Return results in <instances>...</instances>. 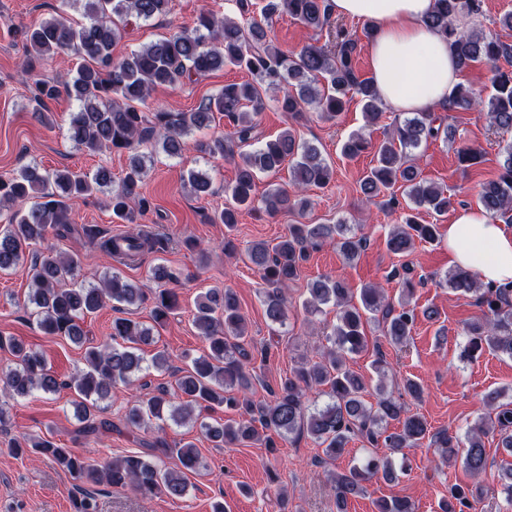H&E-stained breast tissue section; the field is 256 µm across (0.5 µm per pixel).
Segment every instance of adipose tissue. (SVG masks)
<instances>
[{
  "instance_id": "obj_1",
  "label": "adipose tissue",
  "mask_w": 512,
  "mask_h": 512,
  "mask_svg": "<svg viewBox=\"0 0 512 512\" xmlns=\"http://www.w3.org/2000/svg\"><path fill=\"white\" fill-rule=\"evenodd\" d=\"M338 16L374 27L372 77L388 111L402 115L438 109L457 83L459 67L445 35L427 27L434 0H330ZM453 266L476 271L482 282H512V231L483 209H459L447 229Z\"/></svg>"
}]
</instances>
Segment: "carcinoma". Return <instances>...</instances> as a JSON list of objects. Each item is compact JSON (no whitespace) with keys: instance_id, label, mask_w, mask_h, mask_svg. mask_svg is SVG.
<instances>
[{"instance_id":"cac0c4a2","label":"carcinoma","mask_w":512,"mask_h":512,"mask_svg":"<svg viewBox=\"0 0 512 512\" xmlns=\"http://www.w3.org/2000/svg\"><path fill=\"white\" fill-rule=\"evenodd\" d=\"M59 2L53 16L21 27L26 55L20 71L28 75L57 55L73 54L82 63L70 81H35L29 88L33 110L48 111V102L62 94L75 100L78 108L70 116L68 138L90 154L106 149L125 152L128 163L117 183L104 167L92 174H78L69 169L49 172L29 164L7 179L0 177V204L16 206L8 223L0 227V273L24 270L31 286L29 315L46 335L86 345L88 339L80 322L109 302L120 311L149 301L153 324L126 317L113 319L111 340L86 345V367L68 381L47 368L37 352L13 338L0 336V348L8 349L13 356V366L0 376V386L13 398H24L34 391L55 394L63 388L73 390V405L82 423L78 434L88 438L115 428L111 420L100 417V402L111 397L115 385H130L148 376L152 369L170 370L172 359L168 353L158 350L147 358L145 348L155 344V331L179 308L173 284L179 281L180 272L161 263L153 265L150 277L157 288L149 295L115 273L97 285L86 286L74 281L77 259L51 250L34 251L32 246L50 234H77L111 259L141 260L165 250L168 240L138 223L152 209L142 192L147 164L152 162V156L142 151L148 145L169 157H179L193 147L214 159L239 158L235 179L224 189L229 200L210 218L223 224L229 233L243 209L269 216L280 212L302 215L310 204L304 191L328 185L334 170L317 146L297 141L288 129L255 146L259 141L256 117L266 108L264 92L282 90L275 99L276 107L296 121L304 117L308 106L321 118L333 120L343 111L345 99L355 94L363 102L366 120L373 123L381 115V100L373 79L360 78L358 41L344 28L336 29L328 45L309 44L289 54L269 37L273 20L283 14L310 30H323L331 18L330 0H261L259 4L237 0L240 18L202 12L192 28H183L118 60L112 56V46L127 27L168 16L171 0ZM64 6L79 8L85 22L71 24L63 16ZM481 11L482 0H435L425 24L448 37L460 68L477 62L494 67L487 115L491 125L507 131L512 129V68H502L498 62L512 65V45L465 25V20ZM226 65L246 68L253 81L225 85L192 112H165L148 106L153 87H174ZM474 104L472 89L458 83L448 95L446 110H466ZM216 113L224 116L228 132L189 144L187 137L209 127ZM452 135L451 125H436L432 113L417 112L395 125L375 147L361 134L348 137L343 144L342 151L349 158L374 148V166L361 181L366 199L372 200L399 183L411 203L410 213L386 241L388 251L399 258L409 256L417 240H438V225L421 223L417 210L441 214L451 206L443 189L420 178L405 150ZM501 155L500 173L481 185L479 199L490 219L508 224L512 222V143L502 148ZM285 163L291 169L294 189L275 188L256 198L259 175L276 172ZM187 184L196 195L212 192L209 175L200 171H190ZM105 191L110 194L112 216L132 225L120 237L108 235L97 224H79L74 218L77 201ZM327 241L336 243V249L349 262L359 258L363 247V239L351 235L347 224H290L277 243L260 241L246 249V259L265 285L262 304L270 325L285 324L288 305L283 289L298 279L308 250ZM446 284L457 292L477 296L480 315L466 322L463 329L469 350L487 348L512 358V285L484 284L476 272L459 267ZM307 293L303 309L321 313L323 307L332 305L336 307V323L326 334L327 347L321 358L306 359L280 378L277 389L270 391L271 400L256 401L251 396L256 369L271 357V345L247 341L246 319L232 289L210 288L196 298L193 313V324L206 342V351L180 370L175 387L159 385L153 393L126 406L125 426L147 429L166 417L181 425L193 421L199 423L215 448L260 439L265 447L275 448L277 437L284 440L307 434L323 448L326 464L336 460L356 437L373 448H387L388 455L372 454L359 464L330 472L334 512H346L349 497L364 493L366 483L377 475L394 476L392 455L426 438L442 449V458L461 457L474 477L486 471L483 437L489 432H498L500 447L512 455V400L502 401L499 389L485 395L490 412L479 424L469 427L462 439L446 429L431 432L422 416L387 395L381 386L375 402H365L364 378L349 365L353 356L368 347L365 324L370 317L382 316L386 341L406 345L417 320L416 308L409 306V301L403 299L396 307L385 300L379 288L366 286L354 293L330 277L309 282ZM314 390L327 398L320 409L308 404V394ZM196 407H225L237 414L211 425L194 417ZM149 447L147 455H127L104 464L41 436L16 440L11 451H29L61 465L81 488L80 496L75 498L76 512H98L96 486H129L143 496L172 499L186 494L188 473L202 466L195 444L171 446L158 438ZM497 478L507 503L512 505L511 462L500 467ZM377 509L415 512L414 503L400 496L378 500ZM440 509L475 512L474 494L454 485Z\"/></svg>"}]
</instances>
